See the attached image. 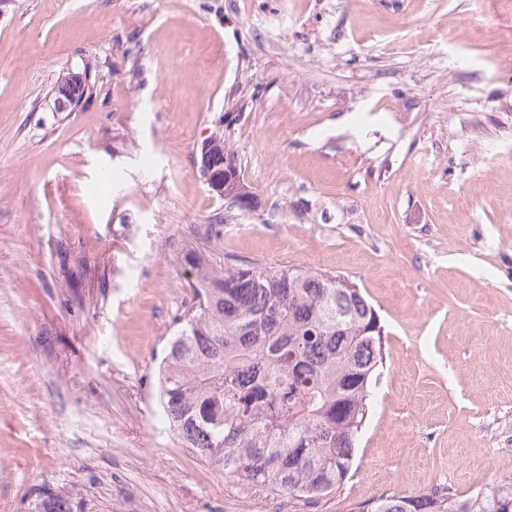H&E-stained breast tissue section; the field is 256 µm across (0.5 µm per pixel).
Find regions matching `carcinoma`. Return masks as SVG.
Wrapping results in <instances>:
<instances>
[{"mask_svg": "<svg viewBox=\"0 0 512 512\" xmlns=\"http://www.w3.org/2000/svg\"><path fill=\"white\" fill-rule=\"evenodd\" d=\"M220 144L225 178L239 173ZM177 254L195 307L156 371L163 418L226 478L308 504L340 490L383 367L384 328L356 284L293 266L239 261L215 249L224 225L194 231ZM26 512H77L42 488ZM364 512H512V474L464 497L451 488L392 496Z\"/></svg>", "mask_w": 512, "mask_h": 512, "instance_id": "1", "label": "carcinoma"}]
</instances>
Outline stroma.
Returning a JSON list of instances; mask_svg holds the SVG:
<instances>
[{"mask_svg":"<svg viewBox=\"0 0 512 512\" xmlns=\"http://www.w3.org/2000/svg\"><path fill=\"white\" fill-rule=\"evenodd\" d=\"M90 101L51 109L67 69ZM223 136L258 207L195 162ZM338 274L385 329L340 492L224 479L152 388L177 246ZM88 278H79V270ZM512 473V0H0V512H358ZM212 139L208 140L201 148V159L197 161L199 164L200 171L205 177V181L211 191L224 196V178L222 175H218L212 166L211 156L209 148L212 144ZM77 505L66 493L43 487L28 504L26 512H76Z\"/></svg>","mask_w":512,"mask_h":512,"instance_id":"1","label":"stroma"}]
</instances>
